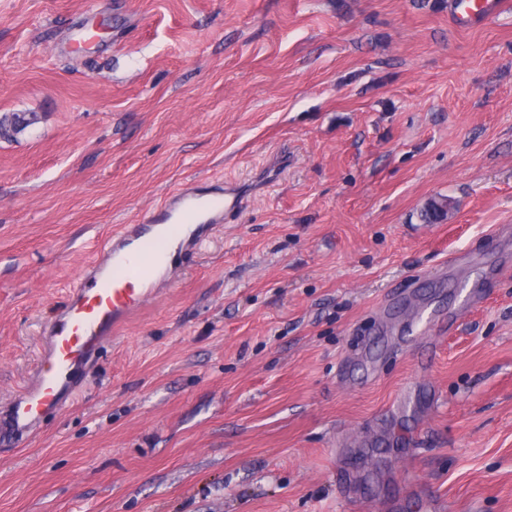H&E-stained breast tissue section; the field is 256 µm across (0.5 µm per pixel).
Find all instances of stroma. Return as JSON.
I'll use <instances>...</instances> for the list:
<instances>
[{
  "instance_id": "obj_1",
  "label": "stroma",
  "mask_w": 512,
  "mask_h": 512,
  "mask_svg": "<svg viewBox=\"0 0 512 512\" xmlns=\"http://www.w3.org/2000/svg\"><path fill=\"white\" fill-rule=\"evenodd\" d=\"M5 113L0 404L117 225L242 205L0 512H512V0H0ZM457 7L460 8L468 18L478 24L487 21L496 13L502 2L495 0H456ZM26 116V114L12 113L11 115L5 114L0 117V137L8 139L11 137L10 132L23 130L35 122V114L31 113L29 117Z\"/></svg>"
}]
</instances>
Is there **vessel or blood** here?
Here are the masks:
<instances>
[{"mask_svg": "<svg viewBox=\"0 0 512 512\" xmlns=\"http://www.w3.org/2000/svg\"><path fill=\"white\" fill-rule=\"evenodd\" d=\"M476 23L496 13L497 0H458ZM236 190L212 185L168 193L143 220L123 224L101 245L64 304L47 322L40 353L25 387L0 407V443L20 445L38 434L47 416L67 407L81 386L78 375L111 342L116 326L158 293L227 210L240 207Z\"/></svg>", "mask_w": 512, "mask_h": 512, "instance_id": "obj_1", "label": "vessel or blood"}]
</instances>
